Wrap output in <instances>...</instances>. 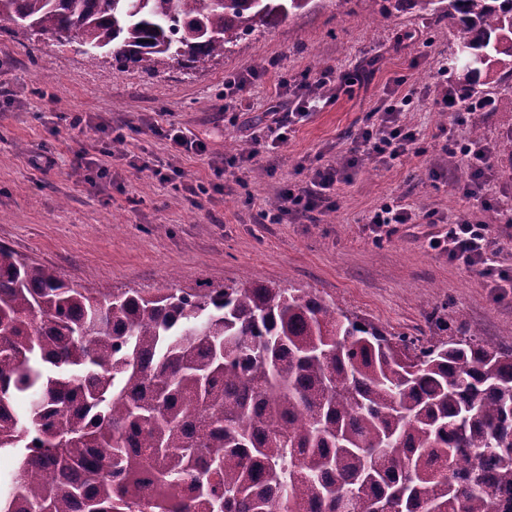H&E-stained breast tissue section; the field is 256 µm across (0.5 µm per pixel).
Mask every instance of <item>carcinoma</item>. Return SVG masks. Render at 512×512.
<instances>
[{"label":"carcinoma","mask_w":512,"mask_h":512,"mask_svg":"<svg viewBox=\"0 0 512 512\" xmlns=\"http://www.w3.org/2000/svg\"><path fill=\"white\" fill-rule=\"evenodd\" d=\"M311 0H0L91 62L200 63ZM512 78V0H386ZM0 512H512V346L396 335L303 288H85L0 246Z\"/></svg>","instance_id":"1"}]
</instances>
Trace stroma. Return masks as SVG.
I'll list each match as a JSON object with an SVG mask.
<instances>
[{
	"instance_id": "35a3bbf8",
	"label": "stroma",
	"mask_w": 512,
	"mask_h": 512,
	"mask_svg": "<svg viewBox=\"0 0 512 512\" xmlns=\"http://www.w3.org/2000/svg\"><path fill=\"white\" fill-rule=\"evenodd\" d=\"M458 38L438 34L433 19L404 8L383 15L381 0H311L307 10L252 35L231 53L185 67L159 64L149 74L135 66L90 62L70 46L0 33V245L28 261L54 268L86 288H220L243 279L306 288L335 300L349 314L406 336H430L436 316L452 313L449 335L470 331L512 345V288L449 261L439 245L447 222L459 217L487 224L499 272L512 276V88L490 77L482 84L493 108L480 113L482 142L493 147L485 193L491 208L459 190L469 162L448 154L449 141L468 142L471 115L434 104L444 84H458L448 67ZM275 59L278 73L256 83L242 112L224 111V76ZM336 70L322 95L286 142L266 149L263 176L246 171L215 175L228 147L269 140L290 106L274 99L278 75ZM412 93L400 122L415 129L413 149L396 160L359 161L331 191L333 205L314 218L263 222L259 206L278 199L298 166L349 158L360 129L379 124L376 108L394 93ZM90 117L77 131L75 114ZM118 129L125 152L180 171L184 184L209 192L191 201L183 191L103 156L97 124ZM173 126L207 139L205 156L179 153L154 126ZM87 150L111 163L112 176L88 183L74 169ZM403 199L412 223L385 227L374 238L367 216Z\"/></svg>"
}]
</instances>
